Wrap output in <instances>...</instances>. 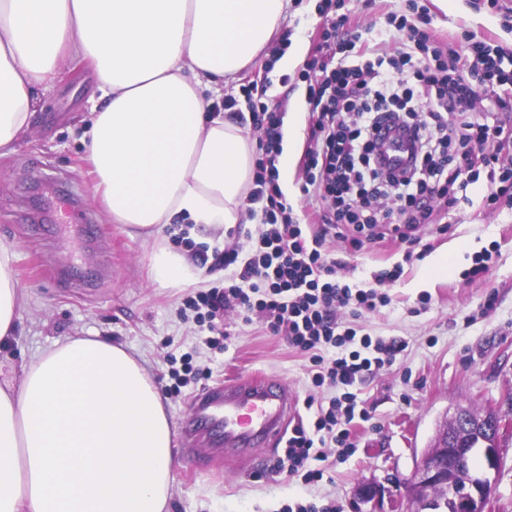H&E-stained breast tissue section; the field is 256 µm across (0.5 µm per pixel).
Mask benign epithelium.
Returning a JSON list of instances; mask_svg holds the SVG:
<instances>
[{
  "mask_svg": "<svg viewBox=\"0 0 512 512\" xmlns=\"http://www.w3.org/2000/svg\"><path fill=\"white\" fill-rule=\"evenodd\" d=\"M450 422L472 430V447L454 445L448 425H443L405 480L409 491L406 512H424L426 506L435 512L440 507L434 497L436 493L446 497L450 512H487L493 492L490 474L501 467L499 442L503 434L512 432V422L495 414H475L462 407L456 409ZM476 451L484 460V468L478 474L469 468L470 457Z\"/></svg>",
  "mask_w": 512,
  "mask_h": 512,
  "instance_id": "benign-epithelium-1",
  "label": "benign epithelium"
}]
</instances>
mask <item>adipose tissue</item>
I'll list each match as a JSON object with an SVG mask.
<instances>
[{
	"label": "adipose tissue",
	"mask_w": 512,
	"mask_h": 512,
	"mask_svg": "<svg viewBox=\"0 0 512 512\" xmlns=\"http://www.w3.org/2000/svg\"><path fill=\"white\" fill-rule=\"evenodd\" d=\"M290 0H0V155L26 131L66 62L85 64L102 106L85 133L95 200L150 246L153 283L199 269L170 247L185 215L212 234L245 220L254 178L243 129L206 96L269 43ZM0 241V343L29 293ZM0 382V512H165L174 426L145 365L106 338L74 336Z\"/></svg>",
	"instance_id": "obj_1"
}]
</instances>
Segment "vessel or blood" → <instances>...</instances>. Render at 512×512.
I'll list each match as a JSON object with an SVG mask.
<instances>
[{
  "mask_svg": "<svg viewBox=\"0 0 512 512\" xmlns=\"http://www.w3.org/2000/svg\"><path fill=\"white\" fill-rule=\"evenodd\" d=\"M199 418L224 433V453L243 454L278 440L294 413L282 383L274 378H244L196 398Z\"/></svg>",
  "mask_w": 512,
  "mask_h": 512,
  "instance_id": "obj_1",
  "label": "vessel or blood"
}]
</instances>
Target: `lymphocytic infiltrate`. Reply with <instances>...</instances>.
<instances>
[{"instance_id": "lymphocytic-infiltrate-1", "label": "lymphocytic infiltrate", "mask_w": 512, "mask_h": 512, "mask_svg": "<svg viewBox=\"0 0 512 512\" xmlns=\"http://www.w3.org/2000/svg\"><path fill=\"white\" fill-rule=\"evenodd\" d=\"M400 46H372L360 31L337 37L336 62H323L319 78L307 84L313 102L311 146L304 158L302 192L320 202L319 221L357 230L384 225L400 233L402 225L429 224L433 213L460 206L461 191L487 178L485 207L512 200V168L499 165L497 145L512 138V122L488 121L476 109L489 99L512 112V71L503 66L505 49L490 41L466 40L441 48L429 35L390 15ZM408 113L404 128L418 143L410 168L383 166L379 141L382 118ZM252 119L262 134L258 142L253 186L244 200L249 217L259 218L247 233L248 258L238 250L215 251L214 257L237 271L224 286L201 290L187 301L198 322H213L224 308L235 306L245 318L256 317L273 333L308 354L313 386L340 388L322 402L308 396L314 410L312 428L297 424L287 440L289 475L305 483L320 481L323 470L309 468L318 446L331 444L337 459L355 448L352 424L367 419L353 388L391 364L407 347L398 338L359 335L354 318L389 304L387 285L403 273L401 265L374 273L372 281L349 283L339 277V262L328 259L324 234L305 236L278 185L282 116L266 104L256 105ZM397 200L385 208L381 199Z\"/></svg>"}]
</instances>
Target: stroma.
<instances>
[{
  "instance_id": "obj_1",
  "label": "stroma",
  "mask_w": 512,
  "mask_h": 512,
  "mask_svg": "<svg viewBox=\"0 0 512 512\" xmlns=\"http://www.w3.org/2000/svg\"><path fill=\"white\" fill-rule=\"evenodd\" d=\"M323 0H292L280 29L291 48L313 56L314 27ZM415 20L427 13L430 30L446 43L465 35L492 38L512 52V23L493 15L484 0H344L336 13L370 38L395 44L386 28L388 13ZM301 68L277 69L267 57L246 67L224 90L229 115L251 141L259 132L252 121L251 81L270 79L265 100L288 113L300 103L296 148L288 171L279 178L295 217L316 206L299 190L305 129L310 105ZM99 91L88 68L55 81L42 94L30 128L0 156V240L15 250L13 273L30 293L15 339L0 344V376L73 336H100L139 353L161 390L175 424L173 466L176 480L168 512H283L295 503L333 505L338 512H391L404 499V480L439 426L456 407L489 410L512 420V204L484 208L481 202L438 213L430 224L408 229L409 243L391 239L353 247L354 231L336 227L326 237L331 257L341 260L348 282L371 280L373 273L403 263L399 281L388 290L389 306L358 319L361 333L398 337L407 348L359 387L368 421L355 428L356 448L345 461L328 458L322 480L274 473L283 446L255 449L245 460L225 457L210 434L186 439L193 421L190 399L224 381L265 374L288 387L296 415L311 422L308 395L330 398L332 386L314 388L307 354L286 336L273 334L260 320L244 321L227 309L220 320L226 338L207 343L185 302L197 289L223 283L228 272L203 264L197 286L160 288L148 278L149 244L128 237L112 223L93 197L83 162L87 118L98 106ZM494 247L487 276L465 275L475 253ZM451 262L433 268L436 258ZM492 311H485L486 300ZM191 355L194 377L176 387L172 377L183 355Z\"/></svg>"
}]
</instances>
